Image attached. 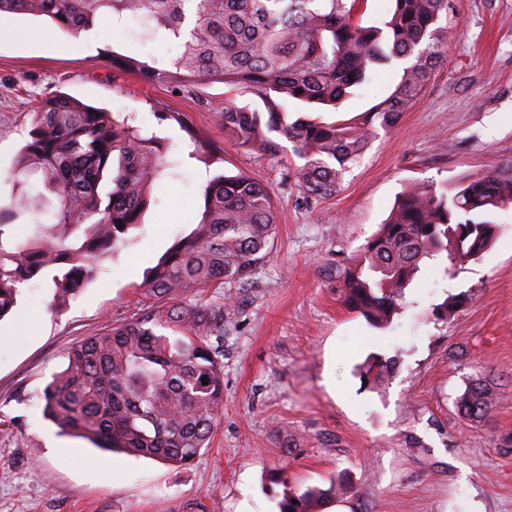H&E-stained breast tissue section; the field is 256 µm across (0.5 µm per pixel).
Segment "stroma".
I'll return each instance as SVG.
<instances>
[{
	"instance_id": "obj_1",
	"label": "stroma",
	"mask_w": 512,
	"mask_h": 512,
	"mask_svg": "<svg viewBox=\"0 0 512 512\" xmlns=\"http://www.w3.org/2000/svg\"><path fill=\"white\" fill-rule=\"evenodd\" d=\"M0 27V207L17 188L16 160L32 112L60 94L106 109L161 138L170 163L141 227L64 310L44 279L0 321V512H279L285 487H346L323 512H512V207L479 259L449 269L425 260L386 329L349 310L340 280L396 196L418 185L471 180L512 161V0H450L448 48L397 124L379 131L337 193L306 198L290 149L240 146L224 130V84L187 91L113 67L112 53L167 64L175 47L145 41L109 17L74 36L31 15ZM377 76L332 122L367 111L395 88ZM267 185L278 215L271 253L244 280L187 292L224 293V411L190 464L102 451L58 434L41 394L70 347L130 321L147 270L199 220L220 174ZM464 303L453 318L435 310ZM396 358L382 385L364 384L373 357ZM495 393L487 419L465 420L455 400L472 381Z\"/></svg>"
}]
</instances>
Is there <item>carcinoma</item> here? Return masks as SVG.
I'll return each instance as SVG.
<instances>
[{"label":"carcinoma","mask_w":512,"mask_h":512,"mask_svg":"<svg viewBox=\"0 0 512 512\" xmlns=\"http://www.w3.org/2000/svg\"><path fill=\"white\" fill-rule=\"evenodd\" d=\"M383 17L353 21L356 0H0V13L47 17L78 35L97 18L139 24L178 52L163 68L133 56L112 64L149 80L190 86L220 82L255 105H224V130L270 155L291 144L304 191L324 198L359 162L379 130L393 127L419 98L433 65L447 53L448 0H389ZM398 67L390 96L336 122L308 116L337 110L377 68ZM298 117L289 120L290 112ZM167 168L160 142L69 97L34 110L16 175L38 174L57 205L46 223L16 220L42 198L19 189L0 209V318L21 288L52 276V306L66 308L99 262L142 225L152 186ZM512 205V163L451 187L411 188L367 240L361 261L343 274L346 306L377 328L399 314L406 288L426 259L447 254L450 267L494 244V213ZM276 220L269 188L246 175H219L204 191L192 232L147 271L140 316L71 347L66 366L43 389V415L59 433L102 450L186 465L207 447L224 409V310L228 302H183L194 288L242 280L269 257ZM394 362L375 358L366 375L381 383ZM207 383H202V377ZM495 398L474 382L457 400L469 421L487 417ZM326 489H287L279 512H318L336 497Z\"/></svg>","instance_id":"carcinoma-1"}]
</instances>
